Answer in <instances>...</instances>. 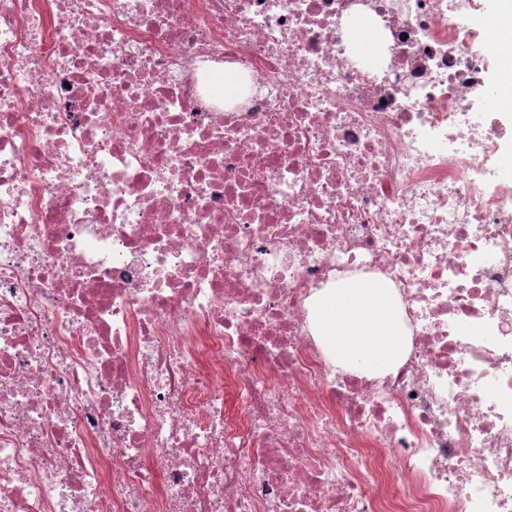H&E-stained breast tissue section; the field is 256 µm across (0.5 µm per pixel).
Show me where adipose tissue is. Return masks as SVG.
<instances>
[{
    "label": "adipose tissue",
    "instance_id": "ef3b65f1",
    "mask_svg": "<svg viewBox=\"0 0 512 512\" xmlns=\"http://www.w3.org/2000/svg\"><path fill=\"white\" fill-rule=\"evenodd\" d=\"M313 323L337 364L379 374L405 355L403 326L384 284L349 280L324 289L313 301Z\"/></svg>",
    "mask_w": 512,
    "mask_h": 512
}]
</instances>
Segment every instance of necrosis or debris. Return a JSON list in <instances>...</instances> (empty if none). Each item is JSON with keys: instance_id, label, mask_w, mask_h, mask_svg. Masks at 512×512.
Wrapping results in <instances>:
<instances>
[{"instance_id": "obj_1", "label": "necrosis or debris", "mask_w": 512, "mask_h": 512, "mask_svg": "<svg viewBox=\"0 0 512 512\" xmlns=\"http://www.w3.org/2000/svg\"><path fill=\"white\" fill-rule=\"evenodd\" d=\"M494 28L483 0H0V512H512ZM350 278L400 305L387 375L312 332Z\"/></svg>"}]
</instances>
